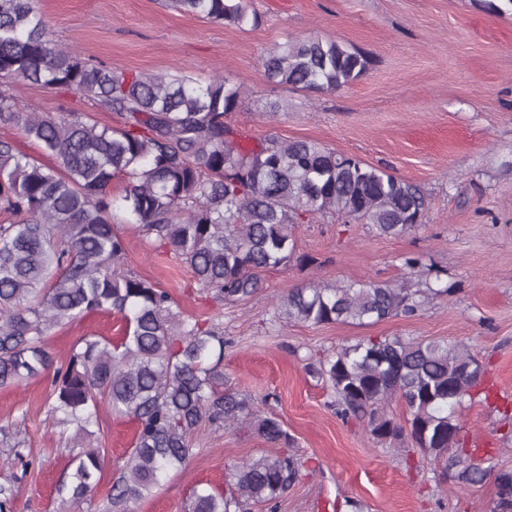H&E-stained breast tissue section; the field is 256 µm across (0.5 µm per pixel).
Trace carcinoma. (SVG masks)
Returning a JSON list of instances; mask_svg holds the SVG:
<instances>
[{
    "label": "carcinoma",
    "mask_w": 512,
    "mask_h": 512,
    "mask_svg": "<svg viewBox=\"0 0 512 512\" xmlns=\"http://www.w3.org/2000/svg\"><path fill=\"white\" fill-rule=\"evenodd\" d=\"M173 7L238 28L258 24L246 0H172ZM370 59L315 35L276 45L261 58L267 83L335 91L366 76ZM75 90L125 116L102 125L89 113L23 112L19 85ZM240 90L215 78L115 72L57 43L34 0H0V127L17 129L53 164L0 140V387L50 381L49 421L71 426L83 441L65 449L73 470L60 491L76 503L100 483L104 455L94 444L100 412L136 424L133 446L108 496L112 512H134L172 472H183L203 426L247 429L277 447L229 469L218 492L196 485L188 512L274 510L301 476L282 422L259 401L224 384L229 341L214 323L183 318L171 294L121 269L126 255L114 211L154 237L192 272L199 287L231 304L260 290L257 272L306 258L296 255L295 225L316 215L402 236L424 222L422 190L386 168L312 140L267 136L243 147L225 117ZM122 180L114 197L110 186ZM448 293L374 280L309 283L278 300L275 317L314 325L366 326L421 311ZM124 322L114 343L83 336L57 364L49 333L95 312ZM310 368L325 378L342 418L362 422L372 439H406L437 463L453 489L494 476L497 497L512 491V469L471 460L455 411L480 385L484 370L470 350L444 340L399 336L362 339ZM399 399L409 418L389 411ZM4 463L38 465L18 433H3ZM14 485L0 484V512H14Z\"/></svg>",
    "instance_id": "cac0c4a2"
}]
</instances>
